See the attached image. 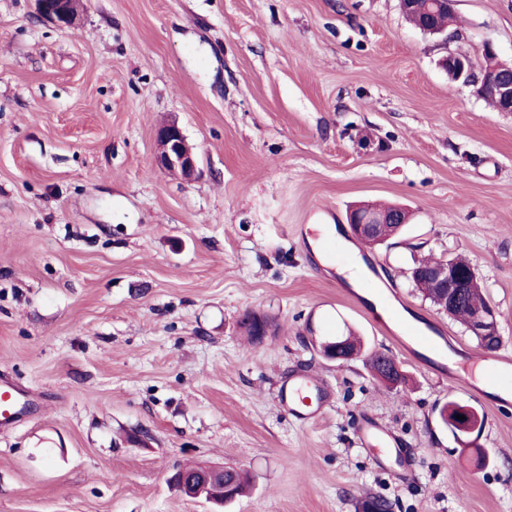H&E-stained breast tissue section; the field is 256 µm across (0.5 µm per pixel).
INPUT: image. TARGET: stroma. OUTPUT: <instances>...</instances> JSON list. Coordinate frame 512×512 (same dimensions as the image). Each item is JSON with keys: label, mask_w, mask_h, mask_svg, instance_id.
<instances>
[{"label": "stroma", "mask_w": 512, "mask_h": 512, "mask_svg": "<svg viewBox=\"0 0 512 512\" xmlns=\"http://www.w3.org/2000/svg\"><path fill=\"white\" fill-rule=\"evenodd\" d=\"M78 27L0 0V381L28 402L0 426V512H211L177 492L185 466L248 471L224 512H512V400L443 370L484 356L414 287V259L458 255L499 313L512 359V112L440 66L492 44L512 61V0H455L446 38L398 0H83ZM177 121L190 179L158 166ZM413 218L369 250L350 205ZM314 224L340 231L315 265ZM369 253L401 315L441 328L418 360L345 292L337 266ZM270 317L262 342L239 326ZM355 328L401 366L390 388L362 361L320 358L307 324ZM332 391L303 423L278 406L288 376ZM484 421L461 448L448 402ZM374 418L408 449L403 475L360 443Z\"/></svg>", "instance_id": "obj_1"}]
</instances>
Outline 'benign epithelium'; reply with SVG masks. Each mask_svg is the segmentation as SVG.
Segmentation results:
<instances>
[{
  "label": "benign epithelium",
  "instance_id": "obj_1",
  "mask_svg": "<svg viewBox=\"0 0 512 512\" xmlns=\"http://www.w3.org/2000/svg\"><path fill=\"white\" fill-rule=\"evenodd\" d=\"M81 0H36V12L39 18L54 24L60 29H74L81 20ZM442 65L456 81L473 87L476 96L484 98L494 95L502 102L501 111L512 112V63L499 61L490 69H483L479 74H472L470 58L466 54L450 53L443 59ZM158 147V164L166 171L190 179L198 172V157L187 143L178 123L174 120L165 122L155 130ZM409 212L403 207H395L391 212L373 214L360 207L350 210L347 223L353 235L367 245L379 244L376 228L383 224H406ZM425 278L433 285L447 289L448 310L450 314L458 305L466 288L477 280L474 267L461 271L453 258H441L431 266ZM471 335L483 338L499 335L497 313L491 306L477 315L468 327ZM317 353L327 359L349 361L361 358L360 351L348 340L338 337L332 341L315 344ZM465 419L459 420L457 416ZM442 417L448 428L455 434L471 435L482 426V419L473 407L456 402L448 403L443 408ZM172 480L179 485L181 492L190 499L203 498L216 506H224V497L229 487L224 483V469L205 468L188 478L178 471Z\"/></svg>",
  "mask_w": 512,
  "mask_h": 512
}]
</instances>
